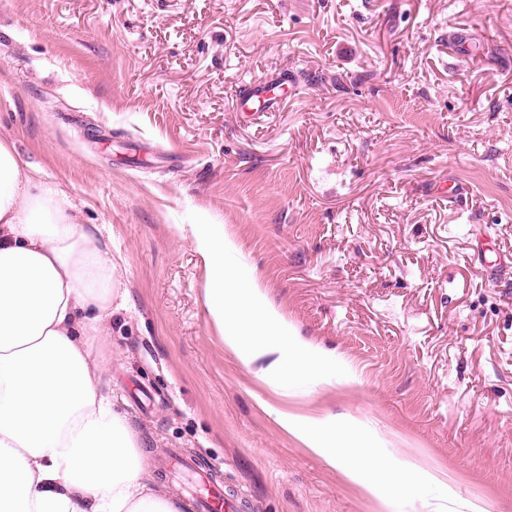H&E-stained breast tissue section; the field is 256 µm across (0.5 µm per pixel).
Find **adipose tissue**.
<instances>
[{"label":"adipose tissue","mask_w":512,"mask_h":512,"mask_svg":"<svg viewBox=\"0 0 512 512\" xmlns=\"http://www.w3.org/2000/svg\"><path fill=\"white\" fill-rule=\"evenodd\" d=\"M121 270L64 191L0 136V512H188L138 434L102 391ZM277 423L384 500L408 499L357 426L282 411Z\"/></svg>","instance_id":"ef3b65f1"}]
</instances>
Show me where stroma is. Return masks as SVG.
Returning <instances> with one entry per match:
<instances>
[{
    "instance_id": "1",
    "label": "stroma",
    "mask_w": 512,
    "mask_h": 512,
    "mask_svg": "<svg viewBox=\"0 0 512 512\" xmlns=\"http://www.w3.org/2000/svg\"><path fill=\"white\" fill-rule=\"evenodd\" d=\"M0 132L122 268L108 383L145 450L250 512H384L273 416L311 411L443 468L413 512H512V0H0ZM192 212L358 384L225 350ZM279 100L275 88L269 86L266 82H256L247 87L244 95L239 98L238 106L241 112H248L256 110L254 105L258 103L257 109L264 108L266 112H275Z\"/></svg>"
}]
</instances>
